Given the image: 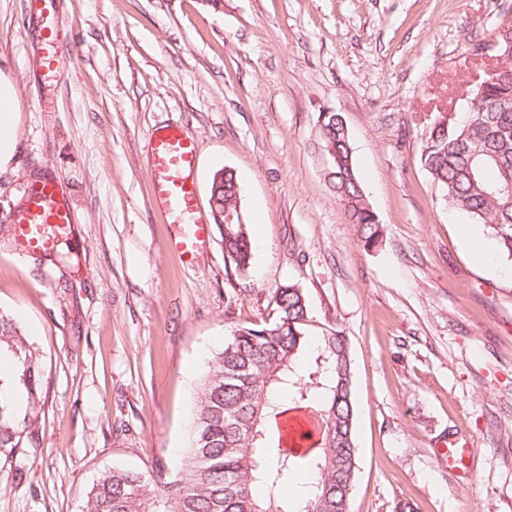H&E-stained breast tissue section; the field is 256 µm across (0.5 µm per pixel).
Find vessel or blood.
I'll return each instance as SVG.
<instances>
[{
    "label": "vessel or blood",
    "mask_w": 512,
    "mask_h": 512,
    "mask_svg": "<svg viewBox=\"0 0 512 512\" xmlns=\"http://www.w3.org/2000/svg\"><path fill=\"white\" fill-rule=\"evenodd\" d=\"M26 8L44 24L42 67L47 72L55 71L59 63L56 44L60 39L54 23L56 0H26ZM197 162L196 145L181 125L167 123L155 128L146 149L147 175L163 213L176 228L170 248L186 262L206 248L211 235L195 181ZM25 196L23 207L9 219L14 256L20 261L51 250L72 222L66 189L54 177L29 183ZM474 453L469 443L450 438L442 442L439 459L449 469L467 470Z\"/></svg>",
    "instance_id": "vessel-or-blood-1"
}]
</instances>
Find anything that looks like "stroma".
<instances>
[{"label":"stroma","instance_id":"stroma-1","mask_svg":"<svg viewBox=\"0 0 512 512\" xmlns=\"http://www.w3.org/2000/svg\"><path fill=\"white\" fill-rule=\"evenodd\" d=\"M57 15L49 77L40 22L0 0V77L18 102L0 314L45 368L42 444L0 454V512H82L107 468L176 470L209 359L232 328L272 321L288 282L351 342V512H512V259L473 258L466 235L488 228L419 162L440 105L464 110L483 79L468 49L512 20V0H58ZM325 108L351 133L375 248L324 180ZM172 121L198 147L202 206L216 170L237 172L248 273L216 224L193 264L168 252L144 146ZM46 174L70 192L72 233L21 264L7 220ZM451 432L475 442L472 478L435 460Z\"/></svg>","mask_w":512,"mask_h":512}]
</instances>
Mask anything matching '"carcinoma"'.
I'll use <instances>...</instances> for the list:
<instances>
[{
	"instance_id": "cac0c4a2",
	"label": "carcinoma",
	"mask_w": 512,
	"mask_h": 512,
	"mask_svg": "<svg viewBox=\"0 0 512 512\" xmlns=\"http://www.w3.org/2000/svg\"><path fill=\"white\" fill-rule=\"evenodd\" d=\"M501 72L472 94L465 120L425 134L420 163L448 197V206L486 225L500 253L512 258V51L498 36ZM329 157L326 181L363 246L382 237L361 187L343 116L333 112L318 130ZM232 171L214 189L217 209H235L240 195ZM224 254L244 273L255 246L248 224H226ZM276 318L239 326L216 353L197 392L179 475L113 467L93 485L82 512H342L358 471L356 404L351 344L333 326L313 327L307 298L294 284L274 295ZM17 358L29 412L17 419L0 393V452L38 448L35 413L44 369L19 327L0 315V352ZM305 410L318 423L317 444L288 446L282 434L271 445L269 425L289 410ZM303 468L310 474L300 500L284 504L281 484Z\"/></svg>"
}]
</instances>
